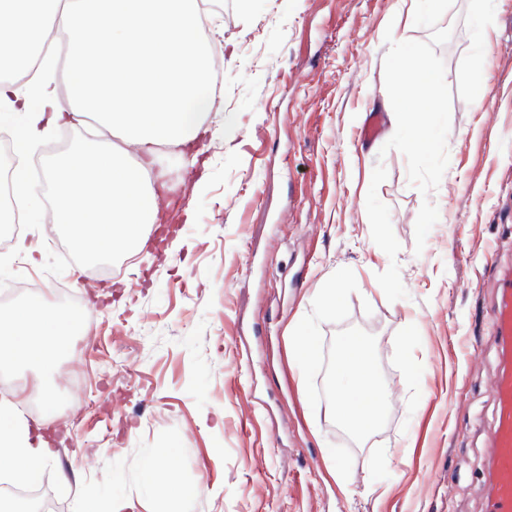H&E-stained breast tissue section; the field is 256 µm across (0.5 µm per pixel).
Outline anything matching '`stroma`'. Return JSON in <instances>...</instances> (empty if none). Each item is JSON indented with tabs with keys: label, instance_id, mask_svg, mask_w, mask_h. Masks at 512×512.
I'll list each match as a JSON object with an SVG mask.
<instances>
[{
	"label": "stroma",
	"instance_id": "1",
	"mask_svg": "<svg viewBox=\"0 0 512 512\" xmlns=\"http://www.w3.org/2000/svg\"><path fill=\"white\" fill-rule=\"evenodd\" d=\"M224 56V133L201 142L176 185L192 184V223L178 245L150 232L147 253L99 275L58 262L47 235L32 237L26 271L60 279L91 309L88 343L51 376L82 379L92 404L51 423L43 472L79 512L85 496L127 499L167 512L145 485L144 463L172 449L180 512H485L489 442L500 370L489 309L512 271V0H453L436 47L452 91L449 166L427 199L439 209L423 252L415 222L423 199L402 153L386 150L395 118L385 88V32L426 41L416 0H214ZM490 8L493 28L478 15ZM492 77L482 106L469 77ZM385 132L361 142L368 112ZM378 188L401 249L373 242L366 196ZM398 262L407 298L387 301L376 276ZM348 293L333 308L312 298L333 278ZM303 325L315 354L291 359L288 329ZM366 340L380 419L365 441L326 418L336 357Z\"/></svg>",
	"mask_w": 512,
	"mask_h": 512
}]
</instances>
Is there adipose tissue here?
Here are the masks:
<instances>
[{
    "label": "adipose tissue",
    "mask_w": 512,
    "mask_h": 512,
    "mask_svg": "<svg viewBox=\"0 0 512 512\" xmlns=\"http://www.w3.org/2000/svg\"><path fill=\"white\" fill-rule=\"evenodd\" d=\"M68 44L66 58L43 51L45 22ZM199 0H0V124L17 127L20 152L36 150L61 124L92 120L109 141L85 139L46 169L57 222L74 251L87 257H131L163 207L167 153L210 133L223 88L210 75L208 46L199 41ZM41 55L28 66L20 49ZM71 316L47 297L27 298L0 316V370L53 368ZM369 345L349 339L336 366L327 417L364 432L376 408ZM53 450L17 408H0V471L29 477Z\"/></svg>",
    "instance_id": "ef3b65f1"
}]
</instances>
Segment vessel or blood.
<instances>
[{
	"label": "vessel or blood",
	"mask_w": 512,
	"mask_h": 512,
	"mask_svg": "<svg viewBox=\"0 0 512 512\" xmlns=\"http://www.w3.org/2000/svg\"><path fill=\"white\" fill-rule=\"evenodd\" d=\"M493 334L506 366L491 383L497 405L490 441V495L487 512H512V277L502 279L492 308Z\"/></svg>",
	"instance_id": "obj_1"
}]
</instances>
